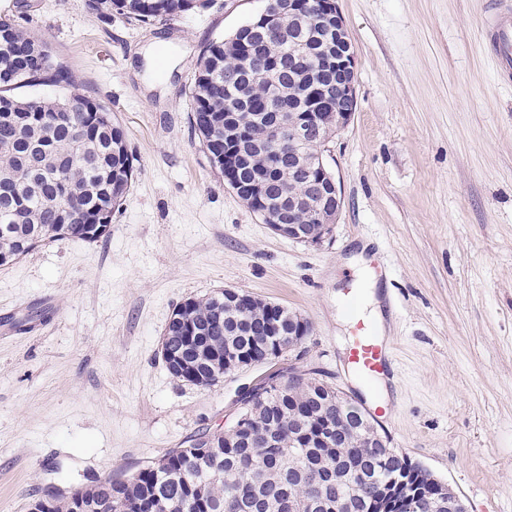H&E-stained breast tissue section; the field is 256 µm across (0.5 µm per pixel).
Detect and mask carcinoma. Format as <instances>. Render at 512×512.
<instances>
[{
    "label": "carcinoma",
    "instance_id": "obj_1",
    "mask_svg": "<svg viewBox=\"0 0 512 512\" xmlns=\"http://www.w3.org/2000/svg\"><path fill=\"white\" fill-rule=\"evenodd\" d=\"M207 0H86L88 9L112 17L149 24L168 21ZM21 17L0 14V266L19 260L46 242L107 237L133 180V154L124 129L111 113L88 96L64 93L55 99L25 98L15 90L25 86L70 87L67 64L44 40L20 23ZM288 14L256 33L244 29L236 40L218 38L203 49L190 85L191 127L202 141L212 167L228 180L224 168V112L236 109L238 122L249 132L246 140L257 173L266 158L253 146L269 138L265 130L267 102L305 104L313 77L299 63L288 72L291 46ZM271 184L260 209L275 214L288 194V158L278 170L266 172ZM294 313L275 305L230 307L224 293L184 301L186 323L171 322L166 353L185 362L178 380L195 384L200 351L212 384L224 380V353L247 348L256 360L266 353L267 327L288 332ZM290 395L271 385L256 394L240 414L252 420V433L235 440L198 433L190 447L176 448L126 481L100 485L86 492V503H112L102 512H323L315 500L337 503L335 512H366L360 492H370L391 476L389 466L376 463L382 448H313L303 440L292 419L306 407L308 393L333 386L316 372L297 370L289 376Z\"/></svg>",
    "mask_w": 512,
    "mask_h": 512
}]
</instances>
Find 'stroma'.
I'll return each instance as SVG.
<instances>
[{
  "label": "stroma",
  "instance_id": "35a3bbf8",
  "mask_svg": "<svg viewBox=\"0 0 512 512\" xmlns=\"http://www.w3.org/2000/svg\"><path fill=\"white\" fill-rule=\"evenodd\" d=\"M20 1L77 92L124 128L134 178L107 238L0 266V512L128 479L227 428L239 391L272 367L200 388L160 354L173 309L226 287L309 322L276 367L319 370L348 401L381 409L392 447L469 512H512V86L483 51L488 0H337L358 107L327 145L344 203L318 245L264 224L190 126L204 45L264 0H208L149 26L99 17L86 0H0V13ZM372 283L398 342L386 389L345 362L347 302Z\"/></svg>",
  "mask_w": 512,
  "mask_h": 512
}]
</instances>
